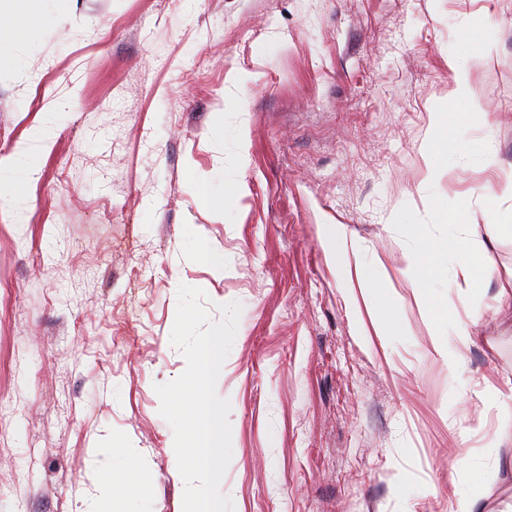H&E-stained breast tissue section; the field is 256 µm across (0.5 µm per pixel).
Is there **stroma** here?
Listing matches in <instances>:
<instances>
[{
	"label": "stroma",
	"instance_id": "1",
	"mask_svg": "<svg viewBox=\"0 0 512 512\" xmlns=\"http://www.w3.org/2000/svg\"><path fill=\"white\" fill-rule=\"evenodd\" d=\"M459 72L479 112L433 175ZM25 151L39 173L0 212V512H86L120 471L131 512H182L155 387L186 369L183 284L211 319L241 306L216 384L233 512H448L455 490L512 512L482 413L486 385L512 392V197L480 194L512 182V0H57L0 74V161ZM462 209L488 277L452 372L407 227L444 238ZM329 224L385 269L400 335H366Z\"/></svg>",
	"mask_w": 512,
	"mask_h": 512
}]
</instances>
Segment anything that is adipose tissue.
I'll use <instances>...</instances> for the list:
<instances>
[{
	"label": "adipose tissue",
	"instance_id": "ef3b65f1",
	"mask_svg": "<svg viewBox=\"0 0 512 512\" xmlns=\"http://www.w3.org/2000/svg\"><path fill=\"white\" fill-rule=\"evenodd\" d=\"M51 0H7V11H0V71L11 69L18 45L32 37L34 5L48 7ZM329 234L337 244L336 274L342 280L357 283L368 314L378 332L400 333L398 321L382 318L375 303L376 285L383 275L379 265L365 260L361 245L349 236L345 225L330 226ZM414 246L409 252L410 265L423 282L431 283L453 275L463 296L475 293L479 284L477 267L485 251L484 243L461 233L450 240H429L420 230H413Z\"/></svg>",
	"mask_w": 512,
	"mask_h": 512
}]
</instances>
